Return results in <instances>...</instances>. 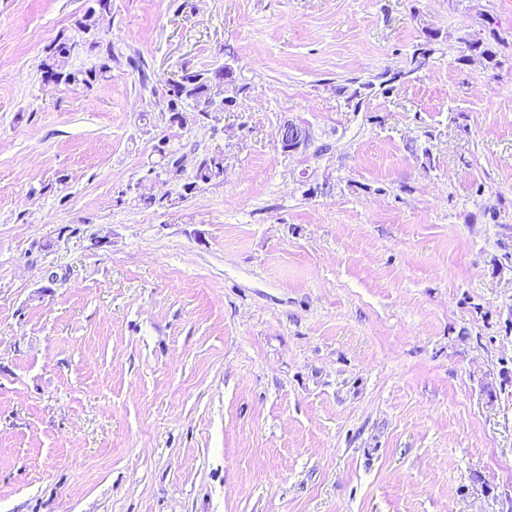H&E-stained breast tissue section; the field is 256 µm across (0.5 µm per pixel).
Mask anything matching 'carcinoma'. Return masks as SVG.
<instances>
[{
	"instance_id": "1",
	"label": "carcinoma",
	"mask_w": 512,
	"mask_h": 512,
	"mask_svg": "<svg viewBox=\"0 0 512 512\" xmlns=\"http://www.w3.org/2000/svg\"><path fill=\"white\" fill-rule=\"evenodd\" d=\"M84 34L80 40H67L56 44L49 49L45 59L40 64L44 83L60 85L81 83L87 87L106 77L112 71V62L116 56L112 48V42L107 41L91 31L90 26L84 27ZM80 51L93 54L95 62L85 70L69 71L64 65V59ZM224 79V68L220 67L215 71H195L186 76L181 83L171 85L167 90L165 112L186 113L192 112L195 116L203 118L211 117V114L224 111L226 100L218 101L212 97V86L214 83ZM401 79V74L392 76L383 74L378 76L379 84L372 82L361 83L356 87L344 86L340 91L346 94V100L355 105H361L365 91L380 87L388 93L396 82ZM224 175V157L212 153H205L198 160L191 176L175 179L176 187L179 188L177 195L183 199L186 194L198 189L203 184L220 178Z\"/></svg>"
}]
</instances>
